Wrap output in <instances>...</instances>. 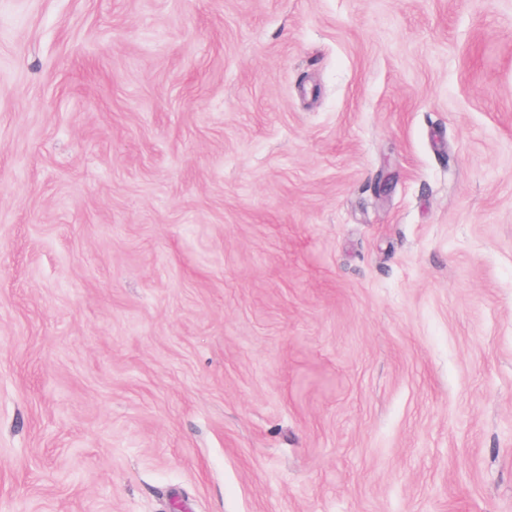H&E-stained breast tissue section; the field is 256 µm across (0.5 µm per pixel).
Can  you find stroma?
<instances>
[{
  "label": "stroma",
  "instance_id": "obj_1",
  "mask_svg": "<svg viewBox=\"0 0 512 512\" xmlns=\"http://www.w3.org/2000/svg\"><path fill=\"white\" fill-rule=\"evenodd\" d=\"M0 512H512V0H0Z\"/></svg>",
  "mask_w": 512,
  "mask_h": 512
}]
</instances>
